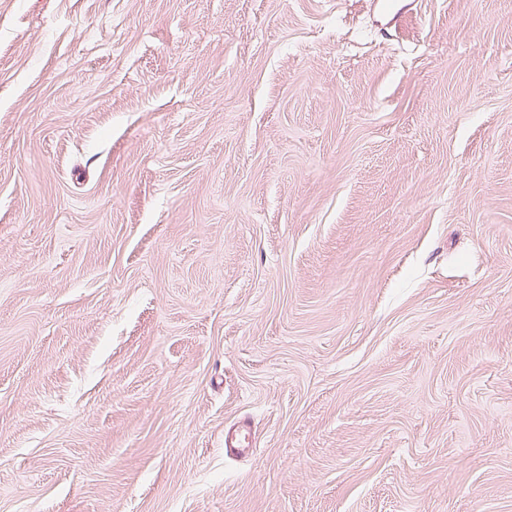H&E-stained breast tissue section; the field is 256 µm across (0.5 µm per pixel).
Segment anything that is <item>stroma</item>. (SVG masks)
Here are the masks:
<instances>
[{
    "label": "stroma",
    "mask_w": 512,
    "mask_h": 512,
    "mask_svg": "<svg viewBox=\"0 0 512 512\" xmlns=\"http://www.w3.org/2000/svg\"><path fill=\"white\" fill-rule=\"evenodd\" d=\"M0 512H512V0H0Z\"/></svg>",
    "instance_id": "stroma-1"
}]
</instances>
